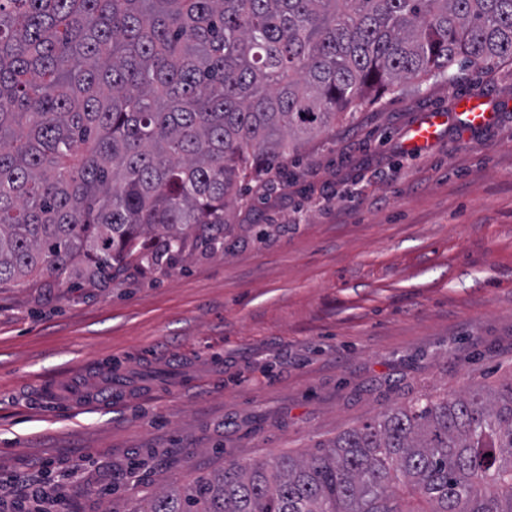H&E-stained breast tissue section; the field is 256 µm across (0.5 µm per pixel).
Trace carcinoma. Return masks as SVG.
Segmentation results:
<instances>
[{"label": "carcinoma", "mask_w": 512, "mask_h": 512, "mask_svg": "<svg viewBox=\"0 0 512 512\" xmlns=\"http://www.w3.org/2000/svg\"><path fill=\"white\" fill-rule=\"evenodd\" d=\"M512 61V0H0V285L224 250L242 185L358 106ZM133 512H512V378Z\"/></svg>", "instance_id": "1"}]
</instances>
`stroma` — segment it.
I'll list each match as a JSON object with an SVG mask.
<instances>
[{"instance_id": "35a3bbf8", "label": "stroma", "mask_w": 512, "mask_h": 512, "mask_svg": "<svg viewBox=\"0 0 512 512\" xmlns=\"http://www.w3.org/2000/svg\"><path fill=\"white\" fill-rule=\"evenodd\" d=\"M470 94L493 125L403 150ZM242 194L223 252L0 287L1 501L37 482L55 512H136L512 377V62L387 93ZM447 118L446 113L435 112L413 125L409 130L408 147L417 149L436 141L440 135L441 127L447 122Z\"/></svg>"}]
</instances>
